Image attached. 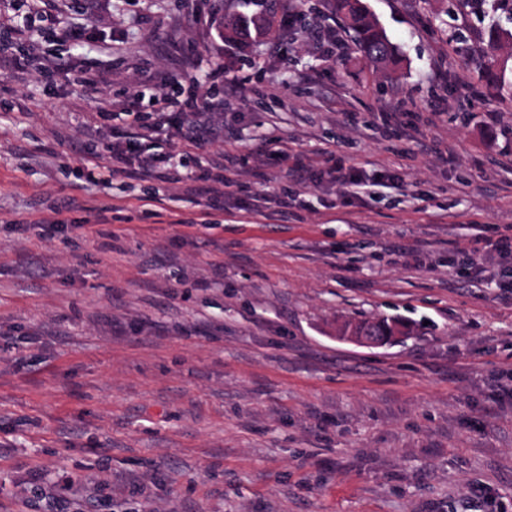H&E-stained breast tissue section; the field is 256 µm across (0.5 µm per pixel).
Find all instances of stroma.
Listing matches in <instances>:
<instances>
[{"label": "stroma", "mask_w": 512, "mask_h": 512, "mask_svg": "<svg viewBox=\"0 0 512 512\" xmlns=\"http://www.w3.org/2000/svg\"><path fill=\"white\" fill-rule=\"evenodd\" d=\"M364 2L397 79L319 46L349 36L331 0L243 57L232 0H0V44L55 63L0 64V512H512V98L467 53L489 17ZM151 71L217 107L189 140L143 104L144 178L107 147ZM378 317L414 331L337 339ZM327 175L346 189L347 196L358 197L367 191L368 185L358 179L351 169L334 165L327 170Z\"/></svg>", "instance_id": "stroma-1"}]
</instances>
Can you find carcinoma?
Returning <instances> with one entry per match:
<instances>
[{
    "label": "carcinoma",
    "instance_id": "1",
    "mask_svg": "<svg viewBox=\"0 0 512 512\" xmlns=\"http://www.w3.org/2000/svg\"><path fill=\"white\" fill-rule=\"evenodd\" d=\"M334 9L351 34L355 49L376 71L393 75L401 63L400 47L392 42L362 0H333ZM283 0H236V10L224 16V44L245 52L275 34L280 27ZM512 41V30L494 17L475 50L478 77L485 87L501 95L509 91L506 81L512 54L505 52ZM356 326L374 336L403 334L410 327L389 318L343 322L342 327Z\"/></svg>",
    "mask_w": 512,
    "mask_h": 512
}]
</instances>
